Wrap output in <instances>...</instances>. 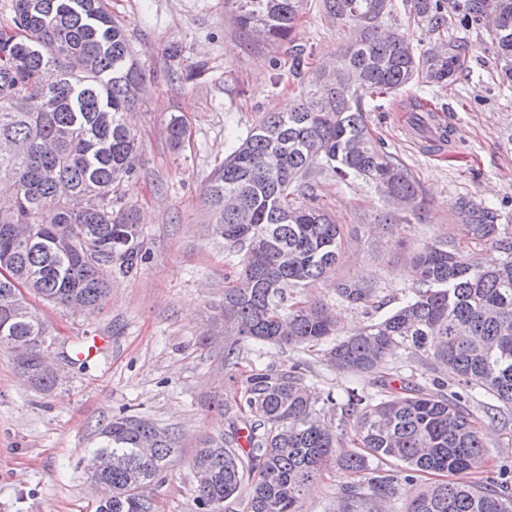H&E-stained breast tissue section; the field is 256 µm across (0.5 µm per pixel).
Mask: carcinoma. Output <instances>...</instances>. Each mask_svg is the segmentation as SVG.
I'll return each mask as SVG.
<instances>
[{"instance_id":"1","label":"carcinoma","mask_w":512,"mask_h":512,"mask_svg":"<svg viewBox=\"0 0 512 512\" xmlns=\"http://www.w3.org/2000/svg\"><path fill=\"white\" fill-rule=\"evenodd\" d=\"M236 23L278 40L294 30L303 0H227ZM325 13L351 23L357 36L336 64L334 79L311 84V104L267 113L211 172L204 201L208 230L221 237L240 266L212 306L224 329V367L243 376L241 398L220 404L241 426L203 440L193 459L200 512H220L240 500L243 512H304L307 486L329 462L366 473L369 460L397 463L343 486L335 512H385L415 489L402 512H512V471L487 472L482 421L461 396L426 393L408 383L361 395L346 391L326 406L307 385L309 366L263 368L247 343L323 347L341 374L380 373L405 358L452 372L466 392L483 391L512 411V232L486 206L460 201L458 233L412 252L414 281L402 306L336 340L334 309L292 288L328 283L337 298L365 305L373 282L335 277L344 238L320 207L296 201L311 180L330 174L364 179L386 198L406 202L392 224L421 222L425 201L417 181L373 140L361 101L397 91L424 73L449 85L460 67L456 49L426 63L409 43L379 35L392 0H322ZM416 15L447 24L439 0H416ZM15 31L0 34V348L23 346L18 371L44 391L57 377L42 368L54 343L49 326L26 295L73 309L95 308L112 279L137 272L144 257L142 228L125 202L144 160L127 122L144 81L124 26L105 0H12ZM462 24L496 17L502 71L512 77V0H463ZM488 245L502 254L493 266L470 256ZM341 410V429L325 410ZM179 448L176 434L140 416L114 417L98 432L92 477L103 496L96 512H155L145 494ZM453 481L423 485L427 475Z\"/></svg>"}]
</instances>
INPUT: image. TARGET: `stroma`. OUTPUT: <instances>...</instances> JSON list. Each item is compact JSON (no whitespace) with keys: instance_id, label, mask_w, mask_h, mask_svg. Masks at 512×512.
Masks as SVG:
<instances>
[{"instance_id":"stroma-1","label":"stroma","mask_w":512,"mask_h":512,"mask_svg":"<svg viewBox=\"0 0 512 512\" xmlns=\"http://www.w3.org/2000/svg\"><path fill=\"white\" fill-rule=\"evenodd\" d=\"M414 2L393 0L384 30L404 36L421 57L458 45L457 79L443 87L422 76L396 93L365 98L364 109L377 144L419 183L421 223L392 234L382 222L390 201L363 181L324 174L312 186L317 205L344 227L337 276L379 288L366 307L336 303L332 287L313 289L335 303L348 331L402 304L413 282L411 251L450 229L457 201L483 203L512 225V83L499 76L492 36L483 24L431 27L417 18ZM108 3L146 68L132 112L145 159L126 199L139 210L147 259L135 275L113 280L100 308L40 304L58 341L105 342L86 368H66L53 390L36 387L0 351V512H95L100 494L90 451L101 425L121 413L175 431L181 451L146 493L158 512H198L191 458L202 438L230 433L231 417L213 400L236 389L224 367V336L209 323L236 270L227 246L207 231L203 189L233 138L245 137L266 113L303 101L307 82L335 64L353 37L351 24L327 16L321 0H304L292 37L272 44L242 30L224 0ZM174 47L179 57H171ZM174 115L187 129L178 148L167 132ZM439 124L453 130L452 140L423 152ZM252 352L274 369L307 361L308 384L321 399L343 398L349 387L377 389L376 376L338 375L316 351L256 345ZM353 480L328 465L306 490L305 512H332L337 491Z\"/></svg>"}]
</instances>
